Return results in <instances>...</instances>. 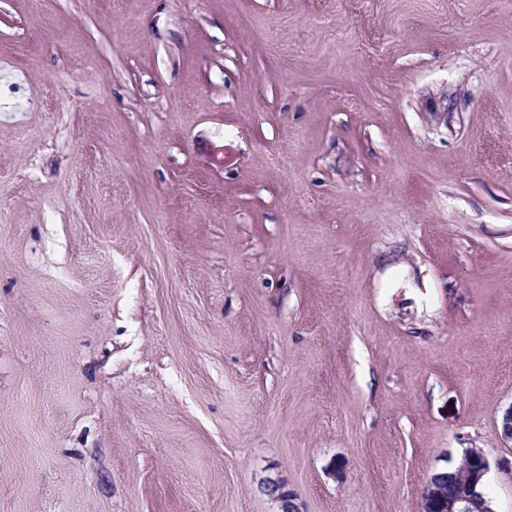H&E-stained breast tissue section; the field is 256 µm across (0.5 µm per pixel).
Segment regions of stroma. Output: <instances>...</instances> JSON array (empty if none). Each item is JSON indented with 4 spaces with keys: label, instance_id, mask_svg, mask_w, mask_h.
Returning a JSON list of instances; mask_svg holds the SVG:
<instances>
[{
    "label": "stroma",
    "instance_id": "1",
    "mask_svg": "<svg viewBox=\"0 0 512 512\" xmlns=\"http://www.w3.org/2000/svg\"><path fill=\"white\" fill-rule=\"evenodd\" d=\"M512 0H0V512H512ZM461 464H455L446 470L434 473L427 481L424 491V512H480L481 506L474 504L479 499L484 501V507L489 508L491 501L486 494L478 490H484V478L491 468L490 459L482 450L480 465L475 472L468 471L458 491L453 496H448L444 491L445 478L448 479V470L454 469L457 474Z\"/></svg>",
    "mask_w": 512,
    "mask_h": 512
}]
</instances>
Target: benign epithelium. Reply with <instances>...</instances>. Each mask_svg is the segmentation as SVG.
<instances>
[{"label": "benign epithelium", "instance_id": "benign-epithelium-1", "mask_svg": "<svg viewBox=\"0 0 512 512\" xmlns=\"http://www.w3.org/2000/svg\"><path fill=\"white\" fill-rule=\"evenodd\" d=\"M490 468V459L486 454H481L478 469L473 473H467L453 496L444 491L448 471L442 470L434 473L424 487V512H470L476 501L480 499L484 501L485 507H490V500L482 492L484 478Z\"/></svg>", "mask_w": 512, "mask_h": 512}]
</instances>
